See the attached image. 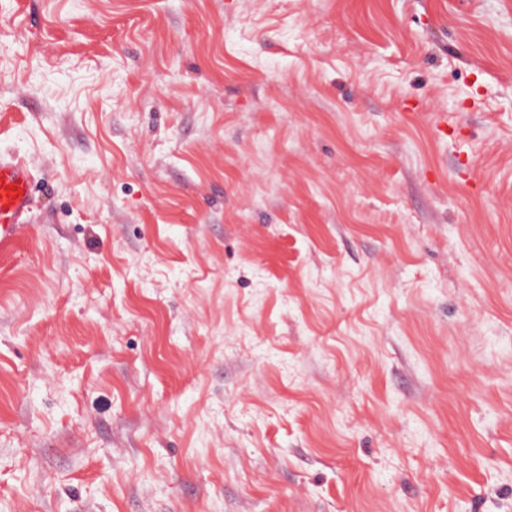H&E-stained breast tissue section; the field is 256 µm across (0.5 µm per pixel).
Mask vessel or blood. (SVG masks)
Returning <instances> with one entry per match:
<instances>
[{
  "instance_id": "obj_1",
  "label": "vessel or blood",
  "mask_w": 512,
  "mask_h": 512,
  "mask_svg": "<svg viewBox=\"0 0 512 512\" xmlns=\"http://www.w3.org/2000/svg\"><path fill=\"white\" fill-rule=\"evenodd\" d=\"M34 176L28 163L0 152V254L13 251L29 221Z\"/></svg>"
}]
</instances>
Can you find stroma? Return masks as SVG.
Instances as JSON below:
<instances>
[{"label": "stroma", "mask_w": 512, "mask_h": 512, "mask_svg": "<svg viewBox=\"0 0 512 512\" xmlns=\"http://www.w3.org/2000/svg\"><path fill=\"white\" fill-rule=\"evenodd\" d=\"M0 512H512V0H0ZM34 176L28 163L0 152V254L13 251L29 221Z\"/></svg>", "instance_id": "obj_1"}]
</instances>
